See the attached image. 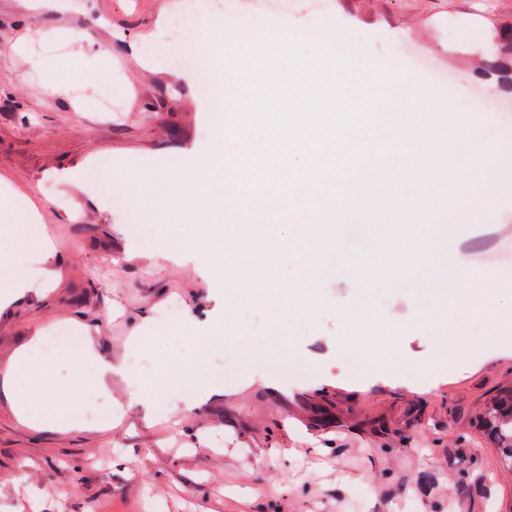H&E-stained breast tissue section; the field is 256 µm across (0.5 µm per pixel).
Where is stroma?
<instances>
[{"instance_id": "35a3bbf8", "label": "stroma", "mask_w": 512, "mask_h": 512, "mask_svg": "<svg viewBox=\"0 0 512 512\" xmlns=\"http://www.w3.org/2000/svg\"><path fill=\"white\" fill-rule=\"evenodd\" d=\"M191 0H70L63 11L0 0V207L33 204L52 242L53 281L30 256L31 282L0 308V512H512V471L502 468L476 421L484 401L512 387V288H494L501 314L497 345L472 317L463 328L430 320L465 272L489 267L512 248V181L497 180L490 206L462 225L427 260L406 256L408 279L384 275L394 255L371 254L372 273L352 270L376 226L338 231L309 326L274 338L267 310L240 308L249 350L228 344L188 378L192 408L145 406L121 377L93 397L72 389L71 364L55 359L39 384L62 409L112 414V430L21 424V399L5 371L38 334L66 325L92 340L102 361L131 355L132 336L154 338L156 356L186 355L166 316L206 333L224 317V285L204 251L145 248L132 225L150 224L145 207L114 208L98 192L94 166L113 175L155 172L179 181L214 133L216 105L181 66V38L157 46L160 18ZM230 0L234 26L258 19L340 33V51L399 63L428 94L447 92L457 115L486 112L495 140L512 143V87L486 77L501 58L493 37L512 23V0ZM83 32V46L63 34ZM160 47L163 65L140 66L136 49ZM45 58L35 70L29 56ZM68 90L51 95L48 82ZM123 101L101 112L99 101ZM375 314L374 327L400 332L389 364L353 370L345 340L355 326L345 308ZM292 349L284 358L280 347Z\"/></svg>"}]
</instances>
